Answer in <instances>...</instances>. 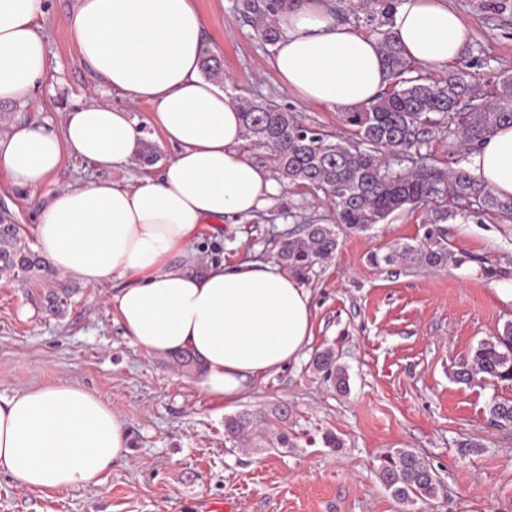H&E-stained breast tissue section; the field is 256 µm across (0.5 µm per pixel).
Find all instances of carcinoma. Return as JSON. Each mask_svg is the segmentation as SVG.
I'll return each instance as SVG.
<instances>
[{"instance_id":"obj_1","label":"carcinoma","mask_w":512,"mask_h":512,"mask_svg":"<svg viewBox=\"0 0 512 512\" xmlns=\"http://www.w3.org/2000/svg\"><path fill=\"white\" fill-rule=\"evenodd\" d=\"M366 24L378 35L388 77L375 100L342 114L346 134L310 128L271 98H256L233 80L248 148L260 161L270 163L278 177L295 187L322 192L336 212L333 224H305L280 239L278 258L289 272L305 278L313 267L331 259L341 245V235L366 232L394 213L428 206L431 218L423 238L413 244L398 243L383 256L372 254L370 264L413 260L432 269L458 265L467 256L448 249L445 224L465 223L476 214L512 218V198H501L464 167L442 169L431 154L422 152L434 135L448 137L465 154L478 150L500 126L512 124V75H496V89L482 97L470 92L459 69L436 81L423 66L408 59L393 35L395 0H368ZM283 0H239L241 13L257 23L262 40L279 39L275 21ZM208 78H224L221 60L210 55L202 61ZM0 278L42 283L46 309L64 311L71 290L63 286L50 263L30 246L22 225L8 212L0 213ZM315 369L348 389L347 370L337 364L335 352L315 354ZM512 386V322L482 339L455 370L456 380L470 384L477 377ZM492 419L512 423V401L492 400ZM288 421V406L271 414L241 412L224 418V436L235 444H248L254 431L270 420ZM375 476L392 498L414 505L437 496L441 481L415 451L389 448L379 457Z\"/></svg>"}]
</instances>
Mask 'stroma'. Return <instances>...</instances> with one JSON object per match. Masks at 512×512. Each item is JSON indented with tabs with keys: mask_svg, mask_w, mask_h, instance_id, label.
<instances>
[{
	"mask_svg": "<svg viewBox=\"0 0 512 512\" xmlns=\"http://www.w3.org/2000/svg\"><path fill=\"white\" fill-rule=\"evenodd\" d=\"M470 29L461 56L474 88L512 73V0H447ZM75 0H47L40 21L48 36V69L30 119L60 124L82 104L107 96L80 59L64 25ZM238 0H196L226 74L256 96H275L309 126L343 131L342 108L302 101L283 90L273 48L239 12ZM45 191L0 178V206L33 224ZM323 196L285 187L256 216L225 226L203 258L235 263L276 261L278 240L298 224L325 222ZM426 208L401 212L366 233L343 235L335 257L315 265L314 337L306 354L280 372L255 379L235 404L214 401L194 373L131 344L109 302L111 284L80 285L62 316L38 304V282L0 279V394L69 383L101 395L124 421L129 453L97 486L32 491L0 475V512H512V424L494 422L491 399L512 401V386L466 385L453 373L471 348L512 321V306L494 297V281L462 266L441 270L397 262L371 265V253L422 236ZM448 247L482 258L512 279V220L484 215L448 226ZM333 348L349 373L342 393L312 366ZM287 403L291 447L259 441L238 448L224 437V418L267 413ZM333 432L339 448L321 437ZM411 448L442 484L428 503L403 508L375 478L378 456Z\"/></svg>",
	"mask_w": 512,
	"mask_h": 512,
	"instance_id": "35a3bbf8",
	"label": "stroma"
}]
</instances>
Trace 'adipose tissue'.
Here are the masks:
<instances>
[{
    "label": "adipose tissue",
    "instance_id": "obj_1",
    "mask_svg": "<svg viewBox=\"0 0 512 512\" xmlns=\"http://www.w3.org/2000/svg\"><path fill=\"white\" fill-rule=\"evenodd\" d=\"M44 0H0V102L26 107L47 71L38 24ZM81 59L119 106L94 101L61 127L29 121L0 133V175L48 188L31 232L54 271L111 296L125 337L143 350L192 353L197 385L239 401L250 381L299 361L313 338L312 291L263 261L199 265L202 225L249 218L283 186L244 151L245 130L223 86L201 73L213 44L195 0H75L65 18ZM271 66L301 100L354 108L386 83L377 38L333 19L326 0H285ZM393 32L405 55L430 70L455 61L469 31L445 0H397ZM175 156L154 176L52 188L65 157L102 170L133 158L141 133L134 104ZM472 172L512 197V126L487 138ZM128 453L124 422L97 393L66 383L0 395V474L37 491L99 484Z\"/></svg>",
    "mask_w": 512,
    "mask_h": 512
}]
</instances>
